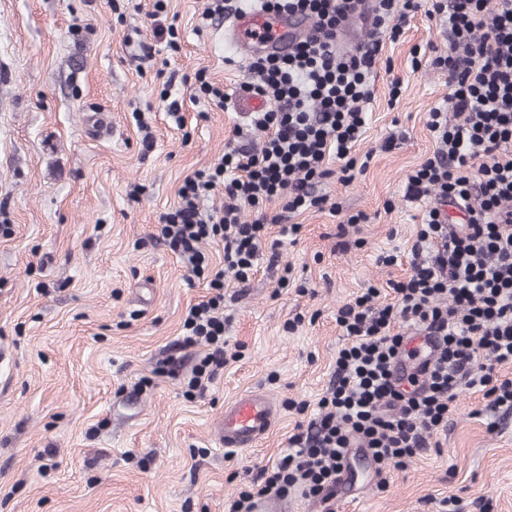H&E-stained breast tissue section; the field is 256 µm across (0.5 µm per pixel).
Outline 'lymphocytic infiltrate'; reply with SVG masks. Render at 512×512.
Returning a JSON list of instances; mask_svg holds the SVG:
<instances>
[{"mask_svg":"<svg viewBox=\"0 0 512 512\" xmlns=\"http://www.w3.org/2000/svg\"><path fill=\"white\" fill-rule=\"evenodd\" d=\"M255 4L265 12L297 11L310 17L315 36L300 41L288 56L251 60L243 87L279 102L276 111L256 113L254 131L263 145L227 148L217 162L187 175L179 202L163 214L157 238L183 258L208 293L190 305L169 356L181 368L180 351L197 349L184 384L188 395L204 393L228 362L224 342V274L247 285L263 253L277 254L283 238L301 227L289 215L322 208L316 183L330 177L351 183L373 158L352 150L369 122L374 75L386 42H397L418 12L447 15L448 51L425 57L410 50L411 71L423 63L448 73L446 103L433 107L427 127L437 139L433 155L409 176L406 196L425 207L410 250L411 273L388 281L394 300L380 291L340 307L336 323L347 345L336 356L330 392L306 428L288 438V449L260 470L224 512H253L257 499L287 496L292 488L329 501L337 468L359 449L377 470L405 468L430 436L446 429L459 385L478 388L489 407L512 409V378L496 368L512 364V0H375V25L352 53L339 50L336 33L356 13V0H209L201 15L208 22ZM338 160L332 171L330 160ZM223 191L222 208L205 202ZM280 212H270L274 201ZM464 210L460 224L445 221L443 205ZM255 218L243 222V209ZM280 236L269 239L270 226ZM224 246L216 266L203 246ZM442 337L433 360L418 362L405 347L402 326ZM489 361L479 364L480 353Z\"/></svg>","mask_w":512,"mask_h":512,"instance_id":"lymphocytic-infiltrate-1","label":"lymphocytic infiltrate"}]
</instances>
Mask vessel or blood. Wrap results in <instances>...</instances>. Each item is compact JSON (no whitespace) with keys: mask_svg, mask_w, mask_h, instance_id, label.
I'll use <instances>...</instances> for the list:
<instances>
[{"mask_svg":"<svg viewBox=\"0 0 512 512\" xmlns=\"http://www.w3.org/2000/svg\"><path fill=\"white\" fill-rule=\"evenodd\" d=\"M313 33L312 21L300 14L244 9L225 25L224 41L251 58L281 57ZM278 419V408L272 397L260 391H248L225 406L216 426V439L228 450L251 448L269 434Z\"/></svg>","mask_w":512,"mask_h":512,"instance_id":"b4317fda","label":"vessel or blood"}]
</instances>
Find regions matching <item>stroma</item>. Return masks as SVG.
Wrapping results in <instances>:
<instances>
[{"instance_id":"1","label":"stroma","mask_w":512,"mask_h":512,"mask_svg":"<svg viewBox=\"0 0 512 512\" xmlns=\"http://www.w3.org/2000/svg\"><path fill=\"white\" fill-rule=\"evenodd\" d=\"M206 0H0V512H224L272 465L331 388L346 339L336 312L370 288L410 275L423 203L407 178L435 149L426 125L448 95L447 72L412 73V46L448 50V27L416 14L378 66L372 115L351 183L326 179L329 206L294 218L296 244L248 288L227 278L224 340L235 354L204 395L157 376L205 281L156 238L192 171L209 166L249 120L235 101L203 108L182 87L183 126L166 114L163 73L206 70L236 93L249 60L225 64L224 22L196 32ZM177 27L179 51L160 31ZM150 45L152 64L134 56ZM401 79L398 99L390 83ZM153 135L144 146L133 115ZM365 213L367 223L346 227ZM394 265L379 264L383 253ZM291 267L288 287L278 285ZM296 327H289V320ZM274 396L280 418L242 451L218 448L224 404L250 390ZM402 470L376 474L350 458L349 488L332 506L295 491V512H512V410L460 387L448 428Z\"/></svg>"}]
</instances>
